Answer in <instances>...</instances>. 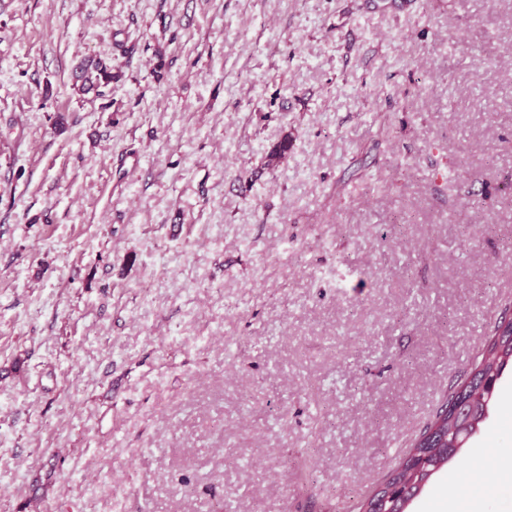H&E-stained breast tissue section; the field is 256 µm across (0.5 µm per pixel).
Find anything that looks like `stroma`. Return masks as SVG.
<instances>
[{
    "instance_id": "35a3bbf8",
    "label": "stroma",
    "mask_w": 512,
    "mask_h": 512,
    "mask_svg": "<svg viewBox=\"0 0 512 512\" xmlns=\"http://www.w3.org/2000/svg\"><path fill=\"white\" fill-rule=\"evenodd\" d=\"M507 311L512 0H0V512H346ZM75 85L79 92H100L98 89L112 83V69L100 62H88L79 66Z\"/></svg>"
}]
</instances>
